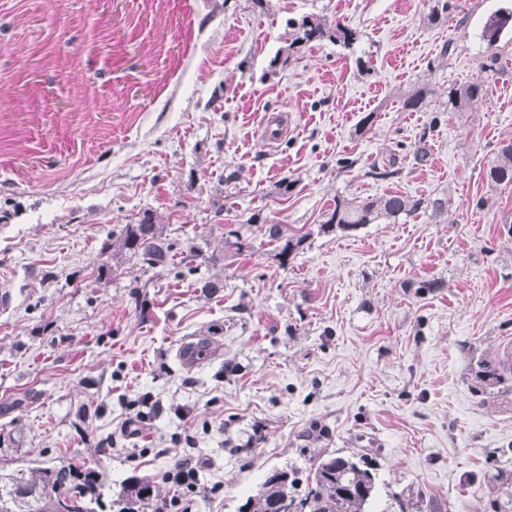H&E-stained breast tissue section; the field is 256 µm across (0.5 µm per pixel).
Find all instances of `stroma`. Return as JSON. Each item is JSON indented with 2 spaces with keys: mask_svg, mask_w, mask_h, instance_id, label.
Masks as SVG:
<instances>
[{
  "mask_svg": "<svg viewBox=\"0 0 512 512\" xmlns=\"http://www.w3.org/2000/svg\"><path fill=\"white\" fill-rule=\"evenodd\" d=\"M437 5L0 0V471L81 458L110 502L141 478L168 495L188 452L218 489L197 512H238L324 452L371 469L369 512H493L512 484V366L494 398L475 372L512 344V185L487 179L512 140V32L490 47L481 29L512 0H448L433 24ZM306 15L358 39L285 55ZM479 77L482 100L451 111L449 85ZM268 119L288 125L277 141ZM392 152L401 173L370 176ZM390 192L448 212L320 232L337 199ZM146 210L169 267L104 249ZM262 224L304 236L287 265ZM230 229L250 249L208 263ZM189 337L203 358L183 360ZM147 392L161 412L123 432Z\"/></svg>",
  "mask_w": 512,
  "mask_h": 512,
  "instance_id": "stroma-1",
  "label": "stroma"
}]
</instances>
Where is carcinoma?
Here are the masks:
<instances>
[{
    "instance_id": "obj_1",
    "label": "carcinoma",
    "mask_w": 512,
    "mask_h": 512,
    "mask_svg": "<svg viewBox=\"0 0 512 512\" xmlns=\"http://www.w3.org/2000/svg\"><path fill=\"white\" fill-rule=\"evenodd\" d=\"M292 40L285 52L325 39H335L347 45L357 40V34L344 25H331L318 16H305L292 23ZM512 29V11H500L489 16L483 26L482 38L493 47L501 33ZM486 94L485 80L448 88V104L456 112L466 111ZM399 159L390 154L382 165L374 164L370 175L390 179L400 173ZM487 179L496 185L512 183V140H504L497 148L496 160L487 171ZM435 214L448 211L447 201L436 198L414 199L399 193H387L359 201L336 199L335 206L319 226L328 233L333 230L350 232L380 219L398 220L420 210ZM259 231L278 243L280 265L288 264L289 256L305 241L303 236H286L278 224H262ZM104 249L129 253L150 267L167 266L173 261V244L164 235V225L146 211L136 224H126ZM250 249V243L238 231L229 230L224 238V250L239 254ZM503 366L498 363H479L477 374L489 387L499 384ZM312 478L301 492L294 491L296 480H288L278 470L271 471L262 489L250 496L238 512H368L366 506L374 490V476L369 468L350 457L322 455L311 467ZM100 474L93 467L78 465L37 466L0 473V512H104L101 499ZM155 488L153 483L136 480L124 487L128 504L148 502Z\"/></svg>"
}]
</instances>
